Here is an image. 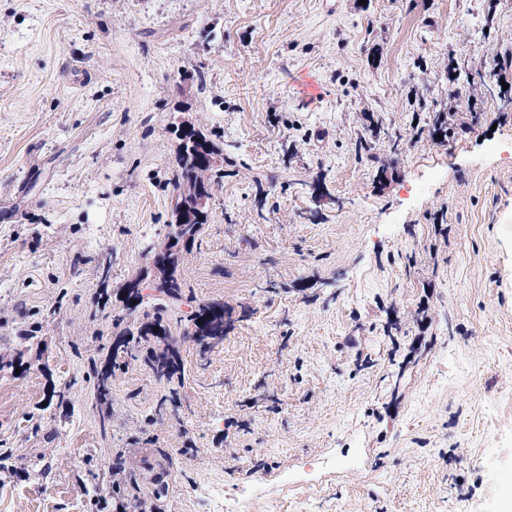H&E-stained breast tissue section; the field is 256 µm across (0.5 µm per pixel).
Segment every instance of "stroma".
<instances>
[{"instance_id": "stroma-1", "label": "stroma", "mask_w": 512, "mask_h": 512, "mask_svg": "<svg viewBox=\"0 0 512 512\" xmlns=\"http://www.w3.org/2000/svg\"><path fill=\"white\" fill-rule=\"evenodd\" d=\"M184 120L225 162L177 269L181 380L144 342L102 404L88 364L168 231ZM17 357L0 512H208L215 481L234 512H506L512 0H0ZM191 319L195 327L194 332L197 333L195 339L198 341L216 336L224 337V311L223 303H207L198 305V309L194 312Z\"/></svg>"}]
</instances>
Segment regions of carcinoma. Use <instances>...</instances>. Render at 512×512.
I'll return each mask as SVG.
<instances>
[{"instance_id": "cac0c4a2", "label": "carcinoma", "mask_w": 512, "mask_h": 512, "mask_svg": "<svg viewBox=\"0 0 512 512\" xmlns=\"http://www.w3.org/2000/svg\"><path fill=\"white\" fill-rule=\"evenodd\" d=\"M197 140L191 149L178 148L175 157L176 180L178 190L172 208V222L185 227V233L189 234L186 243L179 250L169 255L165 264L158 267V286L160 297L171 302L178 303L183 300L182 283L176 272L180 262L185 256L192 253L197 245L203 228L210 220V212H199L196 209H184L182 204L188 201V197L200 189L210 191L214 189V170L201 169L198 164L200 150L210 147L217 148V144L201 129L196 127ZM224 304L214 302L198 306L192 318L194 332L199 340L224 336ZM115 327L119 328L117 337L126 339L123 348L112 349V367L120 366V361L133 357V351L143 340L153 337L164 343V348L159 353H152L145 357L144 362L154 378L158 381L171 382L180 374L181 359L179 351L171 341V330L166 319L164 306L153 309V312L145 313L143 320L134 324H125L124 317L116 316ZM95 380L98 399L106 402L111 395L112 373L107 370H92Z\"/></svg>"}]
</instances>
